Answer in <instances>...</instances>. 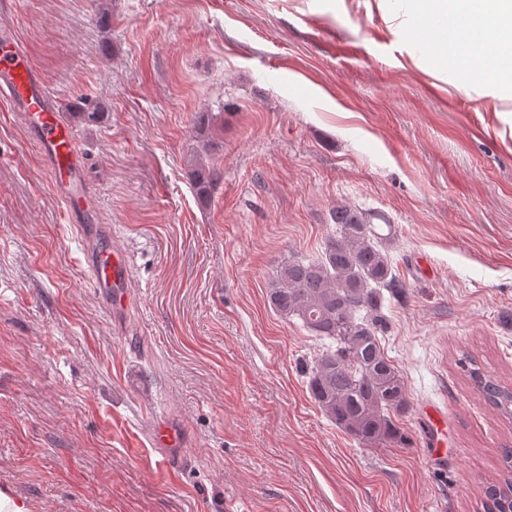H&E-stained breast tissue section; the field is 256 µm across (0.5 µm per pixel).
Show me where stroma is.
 Here are the masks:
<instances>
[{
    "instance_id": "stroma-1",
    "label": "stroma",
    "mask_w": 512,
    "mask_h": 512,
    "mask_svg": "<svg viewBox=\"0 0 512 512\" xmlns=\"http://www.w3.org/2000/svg\"><path fill=\"white\" fill-rule=\"evenodd\" d=\"M373 3L0 0L130 267L111 310L0 103V492L25 512H476L512 422L457 361L512 386V123L396 66ZM87 101L97 121L76 118ZM198 159L224 173L207 203ZM339 203L395 226L404 296L381 345L406 448L329 420L306 377L322 340L268 300L284 257L320 256ZM162 420L179 447L152 444Z\"/></svg>"
}]
</instances>
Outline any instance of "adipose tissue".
<instances>
[{
    "mask_svg": "<svg viewBox=\"0 0 512 512\" xmlns=\"http://www.w3.org/2000/svg\"><path fill=\"white\" fill-rule=\"evenodd\" d=\"M406 65L457 94L512 105V0H375ZM509 36L490 42V32Z\"/></svg>",
    "mask_w": 512,
    "mask_h": 512,
    "instance_id": "ef3b65f1",
    "label": "adipose tissue"
}]
</instances>
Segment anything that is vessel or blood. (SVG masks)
I'll list each match as a JSON object with an SVG mask.
<instances>
[{
	"mask_svg": "<svg viewBox=\"0 0 512 512\" xmlns=\"http://www.w3.org/2000/svg\"><path fill=\"white\" fill-rule=\"evenodd\" d=\"M0 103L20 113L39 145L66 219L87 243L84 262L95 288L109 306L125 305L126 261L111 241L102 242L95 236L86 159L75 145L72 127L57 111L46 79L8 33H0Z\"/></svg>",
	"mask_w": 512,
	"mask_h": 512,
	"instance_id": "obj_1",
	"label": "vessel or blood"
}]
</instances>
